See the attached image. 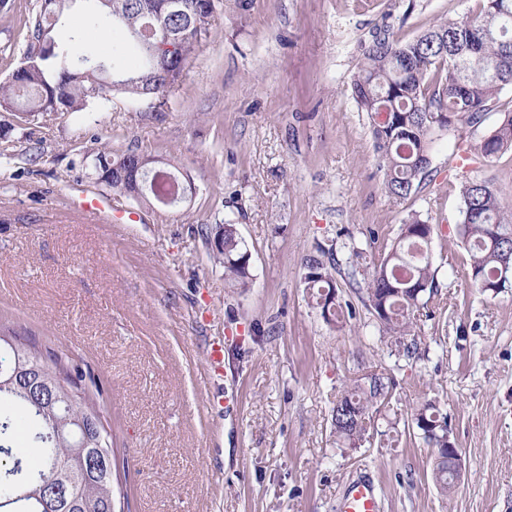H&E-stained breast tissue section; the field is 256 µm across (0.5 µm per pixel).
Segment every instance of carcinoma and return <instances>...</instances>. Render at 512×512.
I'll return each mask as SVG.
<instances>
[{"instance_id":"obj_1","label":"carcinoma","mask_w":512,"mask_h":512,"mask_svg":"<svg viewBox=\"0 0 512 512\" xmlns=\"http://www.w3.org/2000/svg\"><path fill=\"white\" fill-rule=\"evenodd\" d=\"M79 0H38L23 21V46L17 67L0 82V110L31 116L79 113L106 104L117 95L139 100L148 110L167 106L213 28L224 0H182L183 11L170 15L167 0H122L113 14L107 0H94L87 24L56 41L54 29L65 23ZM475 12L448 18L402 41L375 34L351 82L352 97L370 120L372 137L384 170V188L395 197L415 193L428 174L434 137L449 131L468 139L501 92L512 86V0H477ZM120 33L112 53L95 57L79 46L96 27L97 13ZM177 35L196 32L201 40H179V48L162 57L156 47L162 29ZM512 151V113L474 147L486 162ZM130 155L104 147L93 158L97 181L139 203H152L153 184L172 185L143 170L133 187L112 165ZM462 222L459 237L464 266L474 287L495 294L494 284L512 273V208L499 200L490 181L462 176L459 185ZM434 225L411 215L379 264L366 273L368 307L382 337L406 357L416 353L411 338L415 312L425 294L436 290L432 263ZM213 257L224 266V280L234 288L252 282L251 253L236 225L224 223L223 249ZM305 288L324 320L339 326L345 319L335 297L340 272L334 255L303 259ZM42 380L37 393L21 383L25 375ZM384 377L372 374L336 399L331 425L349 448L367 441L371 408L386 399ZM420 438L431 448L434 479L442 494L456 478L448 460V416L436 402L425 401L412 416ZM0 512H115L113 473L117 449L106 429L97 394L73 373L66 358L45 354L36 345L0 326Z\"/></svg>"}]
</instances>
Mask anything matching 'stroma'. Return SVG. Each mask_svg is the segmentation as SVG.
<instances>
[{"mask_svg":"<svg viewBox=\"0 0 512 512\" xmlns=\"http://www.w3.org/2000/svg\"><path fill=\"white\" fill-rule=\"evenodd\" d=\"M475 6L224 0L162 110L117 97L24 126L0 111V323L55 343L103 384L124 512H339L360 478L382 512H512V288L481 294L462 265L458 139L433 143L417 193L390 196L351 95L375 32L405 41ZM104 146L176 167L190 199L148 206L97 182L90 158ZM83 187L138 222L82 212L71 199ZM413 214L436 228L438 293L408 359L381 338L363 278ZM224 222L252 255L249 287H228L201 235ZM320 247L356 310L340 328L303 283L301 262ZM213 343L224 347L215 378ZM373 372L389 397L367 442L344 447L331 409ZM425 399L447 413L464 463L445 498L407 427Z\"/></svg>","mask_w":512,"mask_h":512,"instance_id":"1","label":"stroma"}]
</instances>
